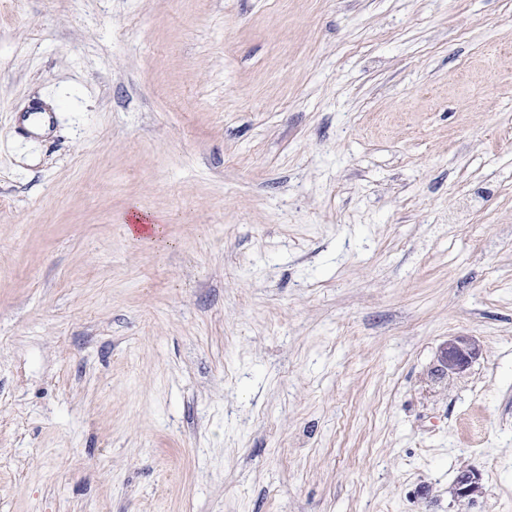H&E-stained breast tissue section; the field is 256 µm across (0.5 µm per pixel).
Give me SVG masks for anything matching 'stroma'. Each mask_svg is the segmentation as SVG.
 <instances>
[{
  "mask_svg": "<svg viewBox=\"0 0 512 512\" xmlns=\"http://www.w3.org/2000/svg\"><path fill=\"white\" fill-rule=\"evenodd\" d=\"M0 512H512V0H0ZM482 353L483 346L475 337L451 336L440 349L436 375L443 378L464 372ZM482 489L481 474L476 469L462 470L454 483V496L459 503L472 502Z\"/></svg>",
  "mask_w": 512,
  "mask_h": 512,
  "instance_id": "35a3bbf8",
  "label": "stroma"
}]
</instances>
